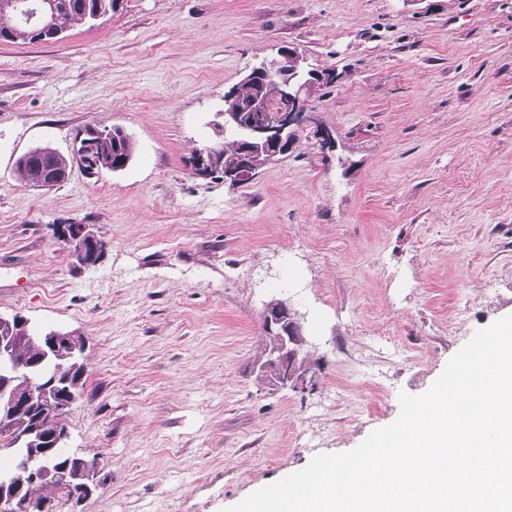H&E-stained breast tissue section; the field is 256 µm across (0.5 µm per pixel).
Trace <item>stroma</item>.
Listing matches in <instances>:
<instances>
[{
    "instance_id": "1",
    "label": "stroma",
    "mask_w": 512,
    "mask_h": 512,
    "mask_svg": "<svg viewBox=\"0 0 512 512\" xmlns=\"http://www.w3.org/2000/svg\"><path fill=\"white\" fill-rule=\"evenodd\" d=\"M287 46L337 79L240 185L193 175L224 91ZM123 127L121 172L44 189L16 159ZM329 141H321V133ZM92 225L101 261L57 234ZM306 314L308 392L258 390L261 311ZM86 339L66 448L103 477L57 512H222L354 449L512 315V0H121L0 43V314Z\"/></svg>"
}]
</instances>
